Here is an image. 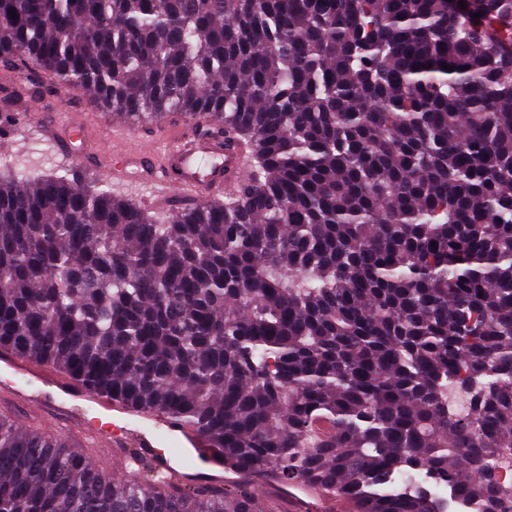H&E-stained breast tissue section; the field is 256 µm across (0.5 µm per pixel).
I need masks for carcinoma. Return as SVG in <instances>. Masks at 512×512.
Masks as SVG:
<instances>
[{
  "mask_svg": "<svg viewBox=\"0 0 512 512\" xmlns=\"http://www.w3.org/2000/svg\"><path fill=\"white\" fill-rule=\"evenodd\" d=\"M464 2L0 0L18 88L197 115L249 160L163 218L0 163V349L244 475L188 487L132 453L118 480L0 414V512H280L264 479L346 512H505L512 51L486 24L512 38V0Z\"/></svg>",
  "mask_w": 512,
  "mask_h": 512,
  "instance_id": "obj_1",
  "label": "carcinoma"
}]
</instances>
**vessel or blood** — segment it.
<instances>
[{
	"label": "vessel or blood",
	"mask_w": 512,
	"mask_h": 512,
	"mask_svg": "<svg viewBox=\"0 0 512 512\" xmlns=\"http://www.w3.org/2000/svg\"><path fill=\"white\" fill-rule=\"evenodd\" d=\"M87 134L78 124L71 125L68 134L57 143L63 155H73L84 149ZM248 168V159L239 148L225 145L224 135L207 129L199 119L184 118L165 125L149 147L133 152L126 144L113 146L106 164V175L115 182H126L139 177L152 185L153 201L158 205L173 203L201 204L223 196L225 190L242 179ZM58 390L51 399L49 413L57 422L85 425L87 408L96 411L121 410L122 405L106 396H92L76 391L68 382L59 380ZM128 422L120 432L96 431L101 445L138 449L140 456L151 459L156 468H171L172 459L155 454L153 441L141 430V419L135 411H128ZM155 430L175 436L186 448L188 461L182 468V477L188 483H221L225 480L221 456L206 447L195 433L185 427L173 426L164 416L152 419ZM274 497L288 505L289 512H330L332 505L307 484H299L297 491L273 489Z\"/></svg>",
	"instance_id": "obj_1"
}]
</instances>
